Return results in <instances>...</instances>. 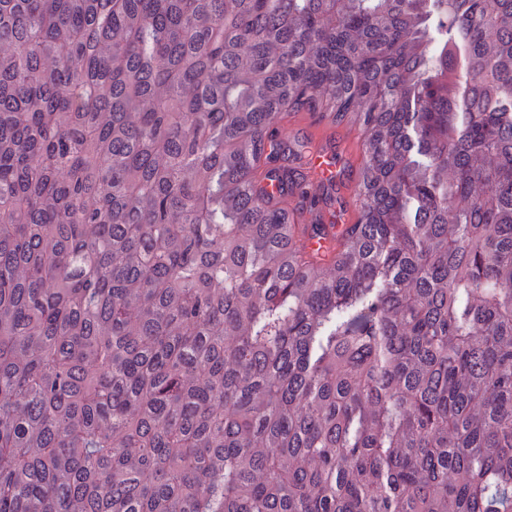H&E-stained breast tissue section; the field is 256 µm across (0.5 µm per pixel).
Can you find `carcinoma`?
<instances>
[{
  "instance_id": "cac0c4a2",
  "label": "carcinoma",
  "mask_w": 512,
  "mask_h": 512,
  "mask_svg": "<svg viewBox=\"0 0 512 512\" xmlns=\"http://www.w3.org/2000/svg\"><path fill=\"white\" fill-rule=\"evenodd\" d=\"M0 512H512V0H0Z\"/></svg>"
}]
</instances>
